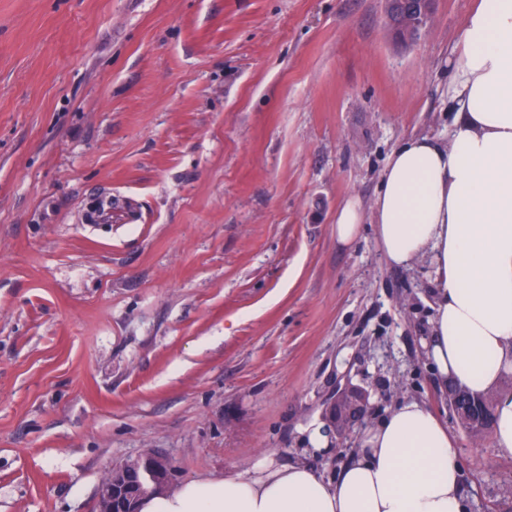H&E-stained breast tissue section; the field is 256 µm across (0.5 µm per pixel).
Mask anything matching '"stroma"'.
<instances>
[{
    "instance_id": "obj_1",
    "label": "stroma",
    "mask_w": 512,
    "mask_h": 512,
    "mask_svg": "<svg viewBox=\"0 0 512 512\" xmlns=\"http://www.w3.org/2000/svg\"><path fill=\"white\" fill-rule=\"evenodd\" d=\"M474 3L401 43L384 0H0V512H95L146 451L177 484L333 477L406 397L457 438L467 512H512V454L426 359L434 268L391 266L370 210L404 139L446 140ZM348 386L371 412L342 439ZM363 212L359 201L348 200L336 213V240L341 244L351 243L362 224ZM365 396L359 391L342 390L334 396L330 406V421L339 436L368 414Z\"/></svg>"
}]
</instances>
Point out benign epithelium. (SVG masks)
<instances>
[{
	"label": "benign epithelium",
	"mask_w": 512,
	"mask_h": 512,
	"mask_svg": "<svg viewBox=\"0 0 512 512\" xmlns=\"http://www.w3.org/2000/svg\"><path fill=\"white\" fill-rule=\"evenodd\" d=\"M390 29L407 42L418 37L428 26L433 14L434 0H386ZM486 401H467L455 397L456 413L461 421L476 418L485 421ZM368 414L365 396L359 391L342 390L330 406V421L342 436ZM174 473L172 461L153 451L114 465L104 478L97 499L96 512H132L131 505L150 494L161 493Z\"/></svg>",
	"instance_id": "obj_1"
}]
</instances>
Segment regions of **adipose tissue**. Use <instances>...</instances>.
<instances>
[{
  "instance_id": "obj_1",
  "label": "adipose tissue",
  "mask_w": 512,
  "mask_h": 512,
  "mask_svg": "<svg viewBox=\"0 0 512 512\" xmlns=\"http://www.w3.org/2000/svg\"><path fill=\"white\" fill-rule=\"evenodd\" d=\"M457 111L447 143L410 137L372 204L380 249L406 267L431 258L435 314L427 356L442 380L496 393L492 438L512 453V0H477L453 61ZM456 445L405 400L370 427L336 478L259 458L251 471L177 485L139 512H464Z\"/></svg>"
}]
</instances>
